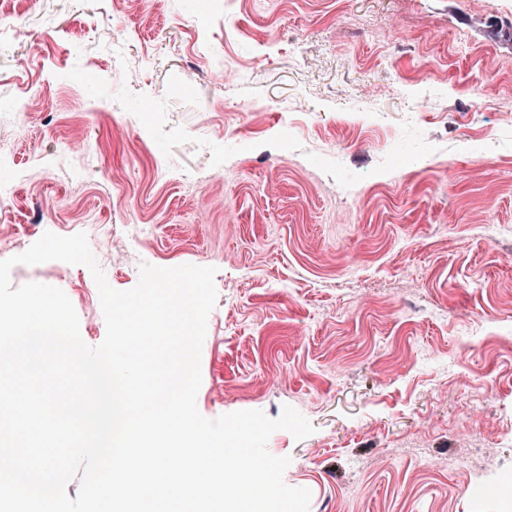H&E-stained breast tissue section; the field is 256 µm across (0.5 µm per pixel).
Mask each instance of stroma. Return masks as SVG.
<instances>
[{"instance_id":"35a3bbf8","label":"stroma","mask_w":512,"mask_h":512,"mask_svg":"<svg viewBox=\"0 0 512 512\" xmlns=\"http://www.w3.org/2000/svg\"><path fill=\"white\" fill-rule=\"evenodd\" d=\"M0 260L44 232L216 267L197 407L292 406L310 512H503L512 482V0H0ZM36 97L16 115L25 87ZM484 89L476 102L475 89ZM106 327L88 268L15 265ZM468 461L452 470L449 457ZM492 473L474 487L470 469Z\"/></svg>"}]
</instances>
